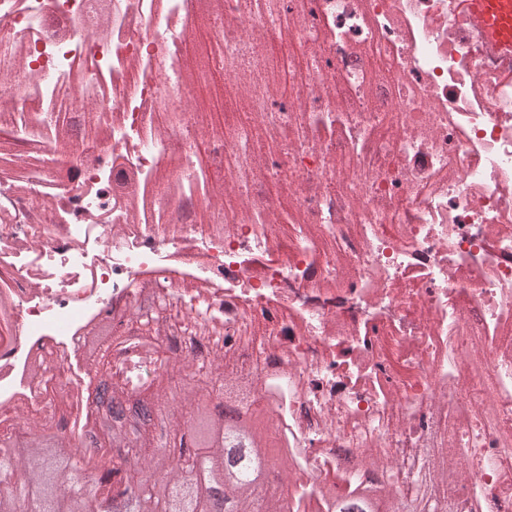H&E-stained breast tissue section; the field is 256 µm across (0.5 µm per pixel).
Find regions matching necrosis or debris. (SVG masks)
Returning <instances> with one entry per match:
<instances>
[{"label":"necrosis or debris","mask_w":512,"mask_h":512,"mask_svg":"<svg viewBox=\"0 0 512 512\" xmlns=\"http://www.w3.org/2000/svg\"><path fill=\"white\" fill-rule=\"evenodd\" d=\"M0 0V406L53 404L103 304L224 320L298 449L349 497L434 427L455 512H512V62L465 0ZM224 80L184 111L200 39ZM101 125L85 129L80 97Z\"/></svg>","instance_id":"obj_1"}]
</instances>
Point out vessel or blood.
Returning <instances> with one entry per match:
<instances>
[{"mask_svg":"<svg viewBox=\"0 0 512 512\" xmlns=\"http://www.w3.org/2000/svg\"><path fill=\"white\" fill-rule=\"evenodd\" d=\"M469 11L485 53L512 57V0H469Z\"/></svg>","mask_w":512,"mask_h":512,"instance_id":"b4317fda","label":"vessel or blood"}]
</instances>
